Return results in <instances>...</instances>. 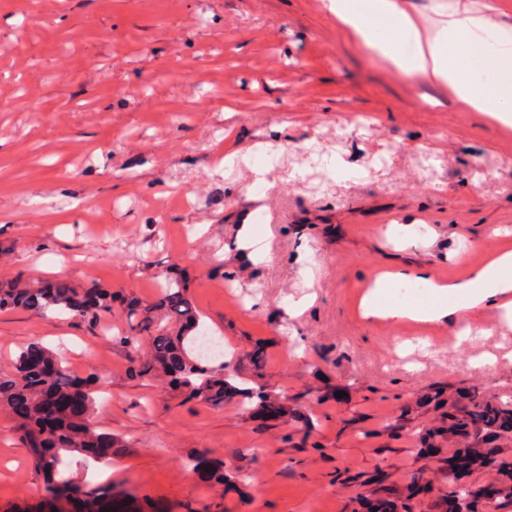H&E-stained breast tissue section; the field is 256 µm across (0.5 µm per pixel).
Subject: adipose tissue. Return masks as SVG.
<instances>
[{
    "label": "adipose tissue",
    "instance_id": "ef3b65f1",
    "mask_svg": "<svg viewBox=\"0 0 512 512\" xmlns=\"http://www.w3.org/2000/svg\"><path fill=\"white\" fill-rule=\"evenodd\" d=\"M366 51L424 87L448 89L456 106L512 126V24L459 0L435 5L419 21L410 0H323Z\"/></svg>",
    "mask_w": 512,
    "mask_h": 512
}]
</instances>
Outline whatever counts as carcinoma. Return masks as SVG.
<instances>
[{
	"label": "carcinoma",
	"instance_id": "1",
	"mask_svg": "<svg viewBox=\"0 0 512 512\" xmlns=\"http://www.w3.org/2000/svg\"><path fill=\"white\" fill-rule=\"evenodd\" d=\"M116 303L136 320V330L146 335L149 343L148 360L133 376L162 375L182 391L186 401L222 406L228 395L239 398L247 409L262 408L267 398L263 391L207 366L213 355L206 349L210 337L200 335V316L176 281L168 283L164 297L148 308L105 288L80 291L63 281L35 286L15 280L0 286V312L51 309L95 324L112 315ZM96 383L94 376L72 378L54 351L41 342L21 348L11 372L0 373V408L19 419L30 456L47 471V485L55 499L70 500L78 494L64 468V454L77 452L100 461L110 460L126 448L122 437L94 424ZM194 467L205 473V482L213 487L249 488L247 476L238 468L202 459L195 460Z\"/></svg>",
	"mask_w": 512,
	"mask_h": 512
}]
</instances>
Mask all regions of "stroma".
<instances>
[{"mask_svg": "<svg viewBox=\"0 0 512 512\" xmlns=\"http://www.w3.org/2000/svg\"><path fill=\"white\" fill-rule=\"evenodd\" d=\"M267 144L279 159L257 192L224 159ZM335 157L350 180L330 174ZM509 228L512 127L371 57L322 0H0V281L151 304L176 274L230 369L304 415L262 424L238 399L132 378L148 343L113 342L129 330L120 309L103 328L0 314V372L38 340L99 377L95 422L128 448L67 469L82 492L127 489L126 512H354L375 469L435 481L412 435L446 410L423 399L512 407V347L497 340L512 326L481 309L460 342L448 318L373 312L366 284L399 269L466 279ZM247 231L267 258L240 247ZM328 383L348 400L317 404ZM196 456L245 466L248 497H218ZM0 512H74L51 504L3 412Z\"/></svg>", "mask_w": 512, "mask_h": 512, "instance_id": "obj_1", "label": "stroma"}]
</instances>
